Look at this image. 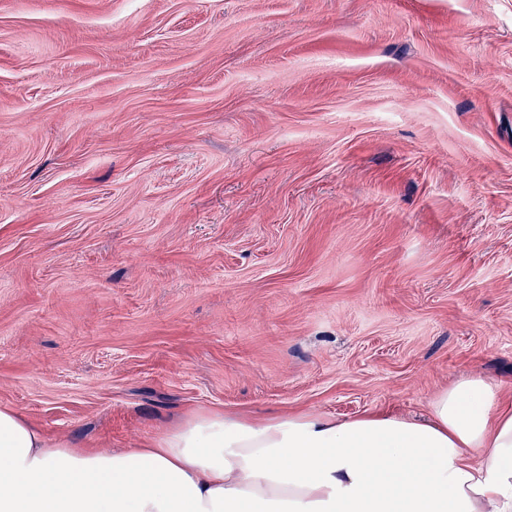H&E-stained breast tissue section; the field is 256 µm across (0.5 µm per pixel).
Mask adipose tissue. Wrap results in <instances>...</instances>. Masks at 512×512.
Masks as SVG:
<instances>
[{"label": "adipose tissue", "instance_id": "1", "mask_svg": "<svg viewBox=\"0 0 512 512\" xmlns=\"http://www.w3.org/2000/svg\"><path fill=\"white\" fill-rule=\"evenodd\" d=\"M0 512H512V405L473 376L423 420L197 410L123 449L0 407Z\"/></svg>", "mask_w": 512, "mask_h": 512}]
</instances>
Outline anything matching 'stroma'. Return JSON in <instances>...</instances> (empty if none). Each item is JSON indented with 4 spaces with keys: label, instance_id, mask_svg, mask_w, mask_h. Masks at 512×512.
Instances as JSON below:
<instances>
[{
    "label": "stroma",
    "instance_id": "35a3bbf8",
    "mask_svg": "<svg viewBox=\"0 0 512 512\" xmlns=\"http://www.w3.org/2000/svg\"><path fill=\"white\" fill-rule=\"evenodd\" d=\"M512 401V0H0V406Z\"/></svg>",
    "mask_w": 512,
    "mask_h": 512
}]
</instances>
